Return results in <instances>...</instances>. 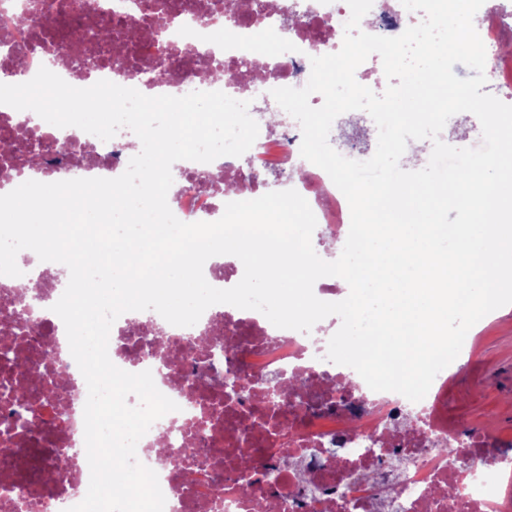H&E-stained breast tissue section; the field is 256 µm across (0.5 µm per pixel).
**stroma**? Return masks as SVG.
<instances>
[{"label":"stroma","mask_w":512,"mask_h":512,"mask_svg":"<svg viewBox=\"0 0 512 512\" xmlns=\"http://www.w3.org/2000/svg\"><path fill=\"white\" fill-rule=\"evenodd\" d=\"M335 149L341 155L371 158L377 147L362 113L334 121ZM448 408L456 424L491 421L512 440V304L486 316L466 337L447 383Z\"/></svg>","instance_id":"1"}]
</instances>
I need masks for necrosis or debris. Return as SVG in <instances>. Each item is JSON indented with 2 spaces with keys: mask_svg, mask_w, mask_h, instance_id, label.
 <instances>
[{
  "mask_svg": "<svg viewBox=\"0 0 512 512\" xmlns=\"http://www.w3.org/2000/svg\"><path fill=\"white\" fill-rule=\"evenodd\" d=\"M44 24L16 25L0 9V83L31 80L40 67L73 72L71 61L94 54L97 69L81 78L88 87L108 80L145 95L165 88L185 95L219 90L238 100L261 99L251 110L259 126L248 151L251 168L303 167L292 187L306 198L321 242L345 244L349 204L329 175L303 164L299 123L271 95L278 87H304L310 59L339 51L350 18L346 0H278L258 17V0H36ZM366 33L396 37L424 14L401 0H373ZM108 29V44L64 42L70 29ZM474 26L485 45L493 92L512 88V0L482 5ZM280 43V56L258 62L255 37ZM229 75L207 76L206 68ZM44 132L46 163L14 170L20 184L37 178H115L140 144L116 134L110 141L76 127L48 125L33 112L0 104V140L24 143L25 131ZM230 162L184 160L168 192V205L185 223L209 222L226 203L258 193L257 179L218 185ZM63 293L58 277L30 292L25 277L0 275V323L6 315L24 324L0 337L10 356L0 358V385L28 387L24 368L34 364L47 387H28L31 430L0 437V512H66L88 490L84 442L88 390L72 355L52 358L47 345L65 333L53 305ZM332 325L311 333L275 327L262 313L229 304L209 307L190 327L120 316L112 325L108 354L119 368L151 371L158 390L176 402L139 440L136 456L154 470L164 512H512V453L494 428L466 434L440 418L446 382L435 377L426 399L411 402L396 392L372 391L350 367L327 361ZM70 452L62 475L49 471ZM277 462L267 484L256 461Z\"/></svg>",
  "mask_w": 512,
  "mask_h": 512,
  "instance_id": "1",
  "label": "necrosis or debris"
}]
</instances>
